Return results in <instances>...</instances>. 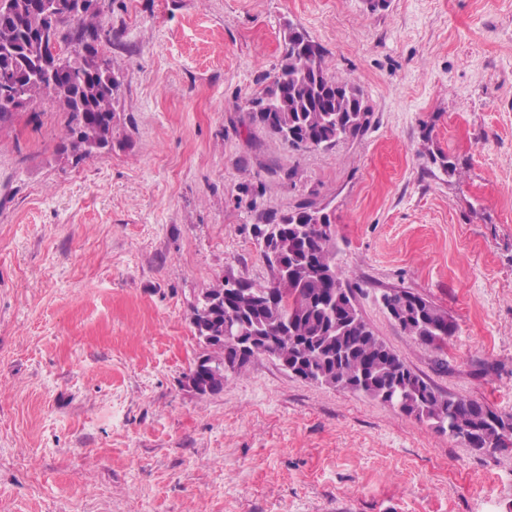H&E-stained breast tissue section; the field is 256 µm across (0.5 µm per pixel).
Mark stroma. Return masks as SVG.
Segmentation results:
<instances>
[{"label": "stroma", "instance_id": "stroma-1", "mask_svg": "<svg viewBox=\"0 0 512 512\" xmlns=\"http://www.w3.org/2000/svg\"><path fill=\"white\" fill-rule=\"evenodd\" d=\"M98 2L111 150L61 153L48 97L0 128V512H512V449L267 356L217 395L185 381L191 305L265 282L256 224L310 203L386 345L512 418V0ZM289 22L362 90V134L297 149L251 121ZM390 288L454 334L404 333ZM383 296L394 310V316L389 314L390 318L403 332L421 344L432 345L455 332V324L447 314L424 297L398 288H393ZM443 325H446V331L440 332Z\"/></svg>", "mask_w": 512, "mask_h": 512}]
</instances>
